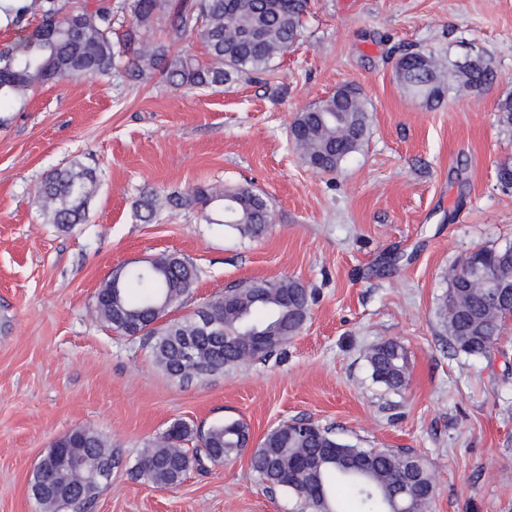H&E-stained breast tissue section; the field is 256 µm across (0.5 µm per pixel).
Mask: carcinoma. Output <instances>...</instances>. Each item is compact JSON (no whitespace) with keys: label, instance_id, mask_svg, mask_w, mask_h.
Returning a JSON list of instances; mask_svg holds the SVG:
<instances>
[{"label":"carcinoma","instance_id":"cac0c4a2","mask_svg":"<svg viewBox=\"0 0 512 512\" xmlns=\"http://www.w3.org/2000/svg\"><path fill=\"white\" fill-rule=\"evenodd\" d=\"M307 0H131L133 29H147L161 17L170 19L174 37L197 33L208 61L174 54L171 46L156 44L132 53L121 65L122 52L112 43V4L102 0L84 4L59 17L55 0H39L18 8V18L32 10L40 21L27 35L0 51V107L21 99L46 83L72 76L98 77L117 71L139 81L158 71L173 87L189 89L222 86L242 75L260 74L295 43L301 33ZM405 90L428 103L445 95L443 71L432 54L407 53L398 61ZM456 87L483 92L496 78L490 63L478 56L448 65ZM498 121L512 128V96L499 100ZM370 113L358 89L345 85L312 109L299 112L290 135L307 163L334 172L367 140ZM97 187L94 170L74 160L49 173L37 189L42 215L48 224L68 229L83 224ZM173 207L198 206L209 224L259 237L273 215L267 202L248 187L217 192L195 187L183 196H169ZM159 203L148 193L137 202L140 220L152 219ZM497 278L504 288L474 290L464 280L469 269ZM198 280L189 260L165 255L147 268L121 267L97 293V308L107 327L125 336H139L149 345L162 370L179 380L203 379L228 372L242 362L282 349L303 328L310 295L298 281L250 280L224 289L205 302L201 311L221 331L202 330L196 315L170 318V309L188 297ZM448 337L460 351L486 356L503 332V319L512 316V253L480 248L450 279L441 309ZM373 380L392 390L408 384L405 348L394 340L373 347L367 355ZM242 420H225L207 429L176 421L165 443L150 446L134 467L135 478L160 487L181 483L193 468L222 464L237 456L250 440ZM193 448L181 454L172 449L186 442ZM58 451L81 448L90 460L87 475L73 485L67 506L49 492L54 478L35 470L31 490L48 512L80 510L89 504L111 476L112 449L90 429L76 428L54 443ZM251 472L269 488L292 492L299 512H426L435 486L428 465L417 455L392 449L359 448L342 442L312 422L284 423L270 430L250 457Z\"/></svg>","mask_w":512,"mask_h":512}]
</instances>
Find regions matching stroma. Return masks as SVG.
Returning a JSON list of instances; mask_svg holds the SVG:
<instances>
[{
	"label": "stroma",
	"instance_id": "35a3bbf8",
	"mask_svg": "<svg viewBox=\"0 0 512 512\" xmlns=\"http://www.w3.org/2000/svg\"><path fill=\"white\" fill-rule=\"evenodd\" d=\"M297 41L259 78L177 89L160 74L65 78L0 112V512H44L30 486L52 444L82 427L117 455L84 512H297L249 471L251 451L289 421L360 448L413 453L435 485L430 512H512V323L488 356L448 338L450 272L479 247L512 244V0H307ZM480 54L497 78L478 95L411 97L396 74L408 51ZM356 85L371 122L335 173L307 165L288 127L297 112ZM81 161L98 176L86 223H46L49 172ZM245 186L274 215L253 238L198 208L136 203L197 186ZM174 253L199 278L175 316L242 280L293 278L313 294L302 331L280 351L205 380L180 381L143 341L95 308L122 266ZM393 339L410 378L375 382L365 354ZM241 418L249 447L159 488L131 474L177 419L198 428Z\"/></svg>",
	"mask_w": 512,
	"mask_h": 512
}]
</instances>
